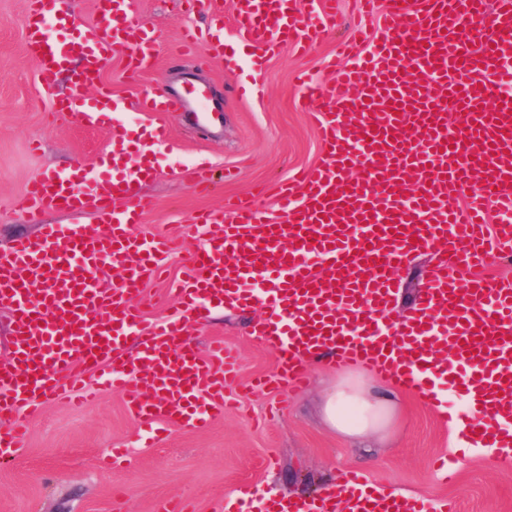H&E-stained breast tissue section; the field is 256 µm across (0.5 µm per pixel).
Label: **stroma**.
Returning <instances> with one entry per match:
<instances>
[{
    "label": "stroma",
    "mask_w": 512,
    "mask_h": 512,
    "mask_svg": "<svg viewBox=\"0 0 512 512\" xmlns=\"http://www.w3.org/2000/svg\"><path fill=\"white\" fill-rule=\"evenodd\" d=\"M337 20L308 51L283 46L254 67L255 52L239 49L234 34V0H214L223 16L226 52L211 59L204 44L181 46L186 25L206 26L210 18L188 12L184 0H133L134 22L156 29L160 46L153 67L138 82L126 77V59L115 54L103 80L128 108L118 121L149 131L164 125L168 140L156 151V170L140 189L155 201L138 231L143 237L165 232L183 237V249L170 264L168 281H150L143 295L152 303L147 319H160L178 307L168 282L199 242L186 236L192 215L203 208L251 199L269 209L280 184L322 159L315 118L300 103L297 72L325 83L335 77L337 44L357 30L380 34L377 16L359 15L357 0H335ZM25 0H0V249L20 236L33 237L39 226L13 208L14 200L41 175L78 163L98 168L108 133L72 120H53L55 101L72 98L69 75L56 76L44 92L38 63L27 55L22 18ZM206 83L222 111L214 127L198 124L189 112H141L140 99L152 92ZM224 170L226 177L205 195L192 191L187 172L196 167ZM431 265L423 254L397 278V314H406L425 285ZM264 314L213 310L193 329L199 350L223 338L240 357L224 417L205 431L178 425L146 432L115 392L87 406L45 403L28 414V451L0 467V512H160L169 500H184L193 512H225V500L245 494L259 501L276 496L310 499L331 474L358 469L385 492L454 499L458 512H512V466L450 448L451 413H465L458 393L434 406L396 391L394 426L353 445L329 429L321 416L325 393L342 378L326 359L308 367L299 391L254 393L251 379L276 368V356L249 333ZM458 457L453 482L433 469L442 456Z\"/></svg>",
    "instance_id": "stroma-1"
}]
</instances>
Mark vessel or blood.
<instances>
[{
    "label": "vessel or blood",
    "instance_id": "obj_1",
    "mask_svg": "<svg viewBox=\"0 0 512 512\" xmlns=\"http://www.w3.org/2000/svg\"><path fill=\"white\" fill-rule=\"evenodd\" d=\"M380 10L382 39L343 46L335 81L304 75L303 103L318 125L322 162L276 193L275 215L253 201L198 214L191 229L206 245L184 266L181 307L147 321L142 288L166 272L164 236L140 237L151 209L136 184L151 176L153 144L136 126L114 128L123 101L100 74L123 51L132 74L151 67L158 35L138 28L126 0H99L107 26L78 11L47 31L51 0H26L27 50L51 87L72 58L74 83L98 86L94 101L64 110L109 130L106 173L75 163L31 183L18 200L38 237L0 250V310L13 328L0 363V458L26 450L21 410L112 387L146 425L202 429L223 414L224 387L236 362L216 340L199 354L191 330L209 309L264 308L253 334L276 353L277 370L255 391L293 390L317 357L336 367L364 366L390 384L430 401V377L451 379L463 393L481 388L493 405L466 425L471 441L512 436V280L482 274L486 260L512 256V0H362ZM235 31L259 55L304 44L317 27L288 0H235ZM69 69V68H68ZM208 88L194 97L159 93L148 112L194 109L208 123ZM503 219L490 224L489 211ZM64 209L95 212L99 230L46 224ZM434 252L436 265L408 315L395 316V274L409 256ZM117 277L104 288L100 275ZM451 359L437 361L440 346ZM375 491L358 473L339 474L319 499L321 512H366Z\"/></svg>",
    "mask_w": 512,
    "mask_h": 512
}]
</instances>
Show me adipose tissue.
<instances>
[{"label": "adipose tissue", "instance_id": "1", "mask_svg": "<svg viewBox=\"0 0 512 512\" xmlns=\"http://www.w3.org/2000/svg\"><path fill=\"white\" fill-rule=\"evenodd\" d=\"M392 412L391 394L375 392L370 382L356 376L342 379L326 394L322 407L330 427L356 440L385 428Z\"/></svg>", "mask_w": 512, "mask_h": 512}]
</instances>
